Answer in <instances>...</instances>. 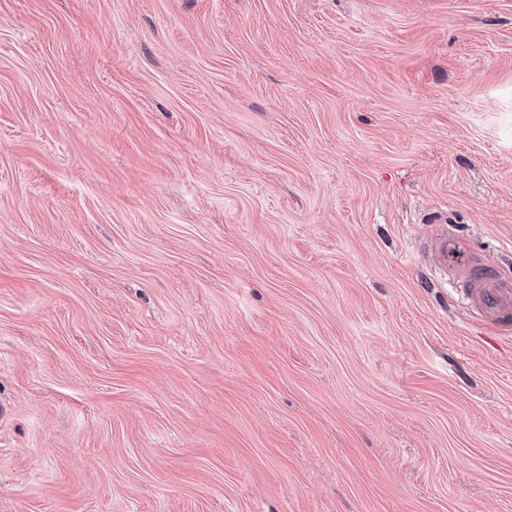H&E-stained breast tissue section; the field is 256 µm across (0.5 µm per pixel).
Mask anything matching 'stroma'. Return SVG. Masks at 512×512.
<instances>
[{
    "label": "stroma",
    "instance_id": "obj_1",
    "mask_svg": "<svg viewBox=\"0 0 512 512\" xmlns=\"http://www.w3.org/2000/svg\"><path fill=\"white\" fill-rule=\"evenodd\" d=\"M474 255L512 0H0V512H512Z\"/></svg>",
    "mask_w": 512,
    "mask_h": 512
}]
</instances>
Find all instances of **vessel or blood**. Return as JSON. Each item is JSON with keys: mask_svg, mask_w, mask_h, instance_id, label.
<instances>
[{"mask_svg": "<svg viewBox=\"0 0 512 512\" xmlns=\"http://www.w3.org/2000/svg\"><path fill=\"white\" fill-rule=\"evenodd\" d=\"M464 279L472 307L499 331H512V282L490 273L477 259L469 263Z\"/></svg>", "mask_w": 512, "mask_h": 512, "instance_id": "1", "label": "vessel or blood"}]
</instances>
